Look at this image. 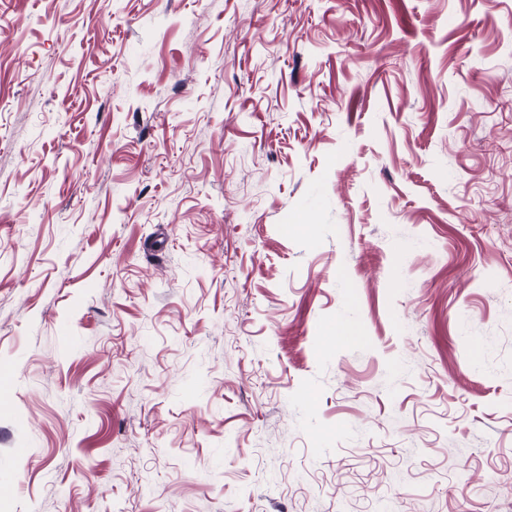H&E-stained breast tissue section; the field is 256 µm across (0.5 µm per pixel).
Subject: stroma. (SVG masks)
<instances>
[{
  "label": "stroma",
  "instance_id": "35a3bbf8",
  "mask_svg": "<svg viewBox=\"0 0 512 512\" xmlns=\"http://www.w3.org/2000/svg\"><path fill=\"white\" fill-rule=\"evenodd\" d=\"M2 365L0 512H512V0H0Z\"/></svg>",
  "mask_w": 512,
  "mask_h": 512
}]
</instances>
